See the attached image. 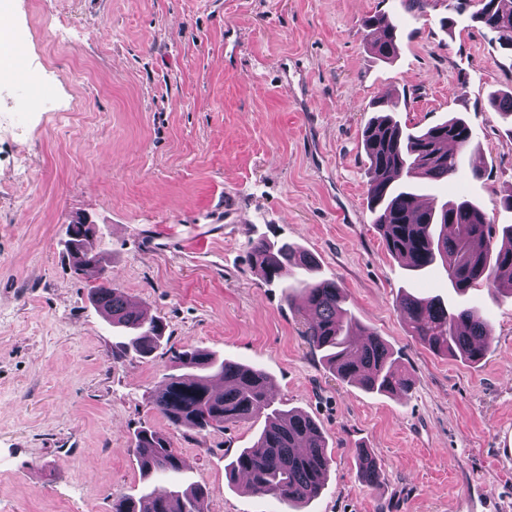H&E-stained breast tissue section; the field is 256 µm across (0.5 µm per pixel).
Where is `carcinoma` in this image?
<instances>
[{
  "label": "carcinoma",
  "mask_w": 512,
  "mask_h": 512,
  "mask_svg": "<svg viewBox=\"0 0 512 512\" xmlns=\"http://www.w3.org/2000/svg\"><path fill=\"white\" fill-rule=\"evenodd\" d=\"M478 9L472 18L495 33L497 42H512V0H451L458 13L471 3ZM375 56L393 59L399 51L398 24L384 16L366 24ZM495 111L512 118V92L490 99ZM472 141V129L461 117L425 130L411 132L390 114L371 118L362 130V144L369 162L370 208L374 225L387 251L407 269L426 270L442 262L454 290L463 294L476 286L499 290L508 280L512 292V225L496 243V231L485 213L472 201L434 200L425 208L416 204L420 181L438 182L458 176L461 155ZM95 230L69 224L65 245L78 273L101 268V253L94 244ZM252 264L268 284L292 279L304 307L311 313L303 336L323 353V360L338 378L369 392H408L412 381L384 340L364 327L347 308V295L334 281L315 277L316 258L286 241L247 240ZM92 303L125 337V355L148 360L162 348L165 325L147 318L139 306L104 277L90 291ZM397 309L410 336L436 354L460 358L471 364L489 353L490 324L477 309L462 304L445 305L437 298L401 295ZM182 374L172 373L151 394L153 408L170 424L197 432L219 430L245 419L265 417V426L250 448L242 449L229 464V475L249 478L250 490L270 496L287 506L317 497L332 463L325 437L317 423L299 410L275 406L268 393L269 376L261 369L188 348L173 355ZM134 453L142 479L175 474L182 459L170 441L158 432L137 431ZM363 479L375 484L380 467L372 454L359 452ZM198 486L174 485L123 496L112 503V512H199Z\"/></svg>",
  "instance_id": "cac0c4a2"
}]
</instances>
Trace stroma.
Instances as JSON below:
<instances>
[{
    "mask_svg": "<svg viewBox=\"0 0 512 512\" xmlns=\"http://www.w3.org/2000/svg\"><path fill=\"white\" fill-rule=\"evenodd\" d=\"M5 5L29 82L0 80V512H112L142 489L143 427L170 439L202 512H281L226 470L263 420L197 434L151 409L190 347L262 368L276 401L318 423L333 463L301 512H512V298L457 296L441 266L413 272L386 251L361 137L381 99L418 130L464 118L467 170L433 193L512 224V122L487 102L512 89V52L448 0L418 15L400 0ZM382 15L401 20L387 63L365 26ZM78 214L113 284L166 323L153 359L121 354L90 299L97 274L73 272L63 242ZM251 236L312 253L412 390L369 393L328 370L306 314L253 267ZM405 290L483 310L487 358L467 365L409 336ZM363 448L377 484L360 477Z\"/></svg>",
    "mask_w": 512,
    "mask_h": 512,
    "instance_id": "stroma-1",
    "label": "stroma"
}]
</instances>
